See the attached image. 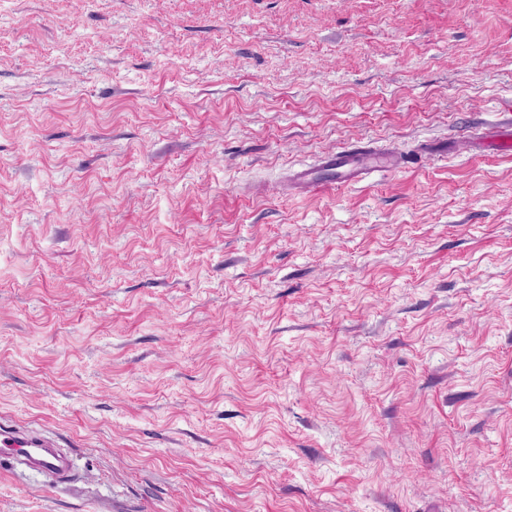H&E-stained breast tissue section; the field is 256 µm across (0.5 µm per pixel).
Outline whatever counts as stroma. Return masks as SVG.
Here are the masks:
<instances>
[{"instance_id": "stroma-1", "label": "stroma", "mask_w": 512, "mask_h": 512, "mask_svg": "<svg viewBox=\"0 0 512 512\" xmlns=\"http://www.w3.org/2000/svg\"><path fill=\"white\" fill-rule=\"evenodd\" d=\"M510 119L512 0H0V512H512ZM319 161V167L336 173L335 180L321 181L315 176L316 169H303L292 176L289 191L347 187L367 180L378 168H387L392 164L385 154L362 147H341ZM6 457L18 469L42 476L53 485L74 476V456L57 435H49L37 426L0 417V460Z\"/></svg>"}]
</instances>
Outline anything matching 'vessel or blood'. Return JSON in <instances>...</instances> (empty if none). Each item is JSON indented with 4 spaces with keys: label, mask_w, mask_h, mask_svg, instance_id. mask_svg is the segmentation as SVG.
I'll return each mask as SVG.
<instances>
[{
    "label": "vessel or blood",
    "mask_w": 512,
    "mask_h": 512,
    "mask_svg": "<svg viewBox=\"0 0 512 512\" xmlns=\"http://www.w3.org/2000/svg\"><path fill=\"white\" fill-rule=\"evenodd\" d=\"M390 159L371 148L342 147L320 160V168L335 172L334 184L343 188L367 180L377 169L388 167ZM15 468L32 471L53 485L74 476V456L68 445L43 428L0 417V458Z\"/></svg>",
    "instance_id": "1"
}]
</instances>
